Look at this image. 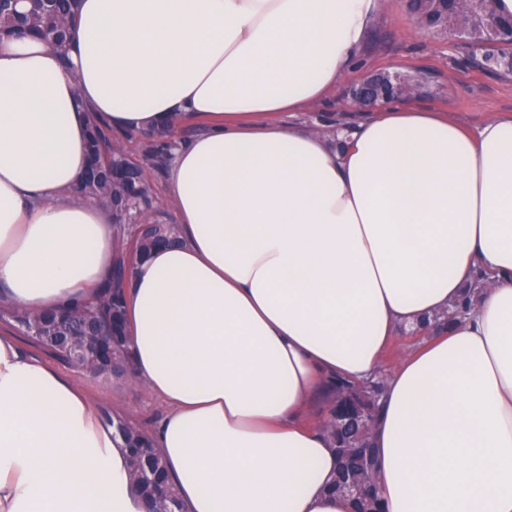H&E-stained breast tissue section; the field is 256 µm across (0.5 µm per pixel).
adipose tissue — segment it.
Returning <instances> with one entry per match:
<instances>
[{"instance_id":"ef3b65f1","label":"adipose tissue","mask_w":512,"mask_h":512,"mask_svg":"<svg viewBox=\"0 0 512 512\" xmlns=\"http://www.w3.org/2000/svg\"><path fill=\"white\" fill-rule=\"evenodd\" d=\"M380 0H78L65 52L0 40V286L17 310L93 301L103 209L74 203L89 120H206L167 173L181 243L135 261L136 380L185 512H353L303 416L377 377L401 329L470 299L385 379L386 512H512V113L465 128L388 104L338 134L292 122L353 69ZM125 441L0 336V512H147Z\"/></svg>"}]
</instances>
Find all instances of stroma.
Returning <instances> with one entry per match:
<instances>
[{"mask_svg":"<svg viewBox=\"0 0 512 512\" xmlns=\"http://www.w3.org/2000/svg\"><path fill=\"white\" fill-rule=\"evenodd\" d=\"M381 71L422 77L424 87L418 104L451 113L471 128L502 113H512V76L482 69L463 41L432 34L417 25L407 14L403 0H382L381 10L363 39L355 70L337 88L329 105L296 113V122L312 129L327 122L336 131L350 127L362 112L353 103L352 86ZM3 335L14 337L25 352L44 359L80 387L97 409L124 415L150 432L167 411L166 404L148 394L133 375L109 381L92 378L54 359L0 320Z\"/></svg>","mask_w":512,"mask_h":512,"instance_id":"stroma-1","label":"stroma"}]
</instances>
